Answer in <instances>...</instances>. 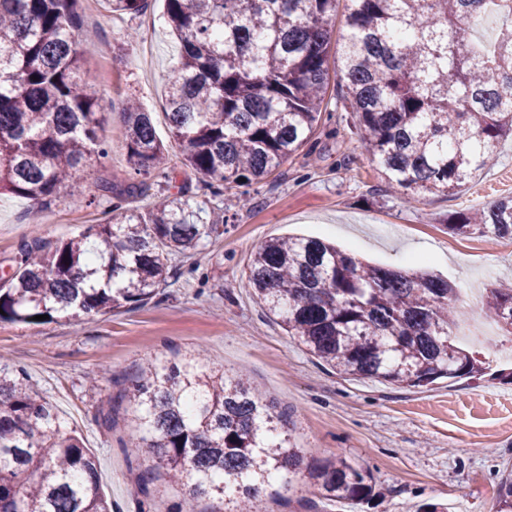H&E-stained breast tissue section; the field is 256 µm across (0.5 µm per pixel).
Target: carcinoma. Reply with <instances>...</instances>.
<instances>
[{"label":"carcinoma","mask_w":512,"mask_h":512,"mask_svg":"<svg viewBox=\"0 0 512 512\" xmlns=\"http://www.w3.org/2000/svg\"><path fill=\"white\" fill-rule=\"evenodd\" d=\"M346 2L347 32L332 40L329 18ZM82 0H0V193L50 205L72 174L106 148L97 79L81 72ZM138 14L147 0H104ZM181 40L168 76L171 138L181 163L219 195L265 179L310 140L327 111L331 50L344 100L364 149L388 184L410 198L449 194L493 161L512 135V0H165ZM503 19L494 43L474 40L478 16ZM125 145L137 180L94 186L86 205L113 217L45 249L25 244L0 280V321L40 325L136 309L169 286L171 260L197 254L224 225L207 200L163 196L145 211L130 196L172 181L169 150L152 113L126 102ZM512 238V196L448 218V232ZM247 286L319 362L343 376L404 387L476 378L488 361L458 345L457 291L426 270L364 263L319 238L261 243ZM486 311L512 335V283L490 290ZM123 422L140 432L125 449L151 455L186 493L261 512L260 494L302 474L328 501L362 504L372 475L338 456L307 459L286 420L201 353L179 365L148 356L117 396ZM0 512H112L96 460L68 432L24 369L0 366ZM493 512H512V471Z\"/></svg>","instance_id":"carcinoma-1"}]
</instances>
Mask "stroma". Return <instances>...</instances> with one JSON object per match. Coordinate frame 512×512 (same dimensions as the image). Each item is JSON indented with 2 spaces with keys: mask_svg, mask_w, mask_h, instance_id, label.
<instances>
[{
  "mask_svg": "<svg viewBox=\"0 0 512 512\" xmlns=\"http://www.w3.org/2000/svg\"><path fill=\"white\" fill-rule=\"evenodd\" d=\"M164 11V0H148L143 13L123 17L109 16L103 0L82 4L81 69L98 79L105 114L98 135L109 155L79 167L48 208L0 194V278L11 273L25 243L52 246L103 221V206L79 199L91 183L122 184L129 177L126 98L151 111L158 135L169 140L166 78L181 45ZM130 33L135 42H127ZM339 96L334 74L329 107L312 138L251 187L250 205L231 191L210 196L198 177L178 167L170 197L184 187L209 199L224 211V231L204 241L200 267L173 259L169 287L147 305L39 326L0 322V362L24 368L66 430L81 436L113 512H135L138 488L123 450L138 434L121 425L105 430L96 405L135 375L142 358L178 363L193 349L227 374H244L275 413L284 414L292 443L306 457L343 456L367 468L379 492L358 506L328 502L300 475L278 495H263L261 512H415L426 500L446 503L450 512H490L502 474L512 469V381L500 376L512 362L499 360L497 370L477 380L442 379L416 388L342 376L286 335L246 285L255 247L284 237L325 239L395 269L426 259L432 272L460 290L465 313L471 304L464 289H477L483 299L500 281H512V239L455 236L446 224L451 213L512 196V137L499 142L492 166L454 194L412 200L388 187ZM104 367L114 379L103 382L94 402L85 394L86 379Z\"/></svg>",
  "mask_w": 512,
  "mask_h": 512,
  "instance_id": "stroma-1",
  "label": "stroma"
}]
</instances>
